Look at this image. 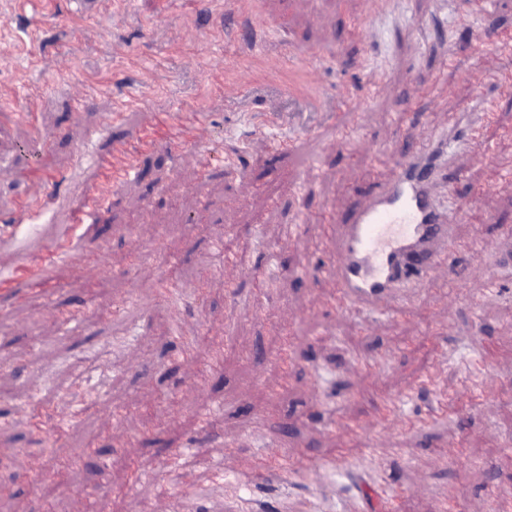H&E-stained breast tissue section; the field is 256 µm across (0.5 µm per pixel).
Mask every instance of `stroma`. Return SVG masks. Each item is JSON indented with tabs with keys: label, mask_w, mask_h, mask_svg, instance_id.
<instances>
[{
	"label": "stroma",
	"mask_w": 512,
	"mask_h": 512,
	"mask_svg": "<svg viewBox=\"0 0 512 512\" xmlns=\"http://www.w3.org/2000/svg\"><path fill=\"white\" fill-rule=\"evenodd\" d=\"M0 0V512H44L34 472L60 473L103 512H467L512 499V264L450 256L408 318L327 306L318 220L392 178L403 142L463 121L483 143L454 153V199L484 214L455 223L512 253V0ZM470 47H462L463 38ZM321 48L306 68L290 52ZM91 98L76 107L79 92ZM497 108L485 115L483 98ZM200 113L190 140L171 130ZM354 139L336 147L339 131ZM292 148L277 151L275 142ZM135 172L104 188L115 148ZM244 151L238 172L224 152ZM40 193L43 206L24 202ZM232 240L238 264L213 249ZM104 259L98 288L81 264ZM177 274L183 305L156 282ZM72 311L66 325L54 310ZM199 358L231 354L203 389ZM304 344L289 379L276 329ZM490 347L486 380L466 359ZM381 360L377 371L364 360ZM393 415L351 438L392 398ZM209 409V435L195 414ZM271 420L262 428V420ZM464 441L455 464L440 448ZM319 473H276L275 449ZM109 461L100 474V461Z\"/></svg>",
	"instance_id": "1"
}]
</instances>
